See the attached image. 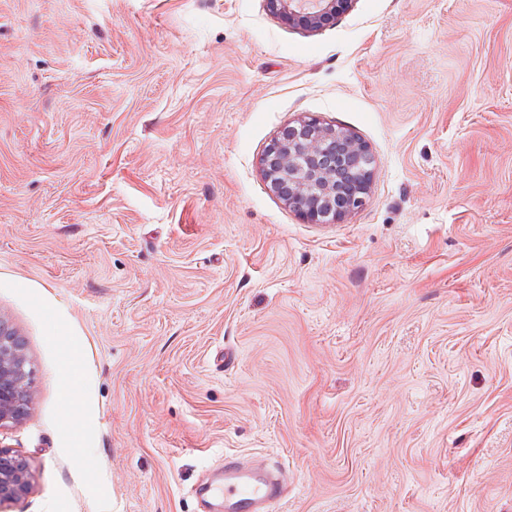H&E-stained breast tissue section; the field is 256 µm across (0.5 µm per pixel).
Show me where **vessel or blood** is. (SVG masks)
Here are the masks:
<instances>
[{
	"mask_svg": "<svg viewBox=\"0 0 512 512\" xmlns=\"http://www.w3.org/2000/svg\"><path fill=\"white\" fill-rule=\"evenodd\" d=\"M224 512H275L288 496L280 474L262 462L248 463L234 457L224 460V476L211 488Z\"/></svg>",
	"mask_w": 512,
	"mask_h": 512,
	"instance_id": "b4317fda",
	"label": "vessel or blood"
}]
</instances>
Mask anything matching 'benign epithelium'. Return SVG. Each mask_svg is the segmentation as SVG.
Segmentation results:
<instances>
[{"label":"benign epithelium","instance_id":"7a95c632","mask_svg":"<svg viewBox=\"0 0 512 512\" xmlns=\"http://www.w3.org/2000/svg\"><path fill=\"white\" fill-rule=\"evenodd\" d=\"M269 11L288 24L318 30L336 18L337 3L348 0H266ZM337 138L344 150L326 154L325 143ZM369 147L355 135L316 117H305L277 137L260 159L262 175L273 193L309 224L326 218L339 222L360 208L369 192L374 168L347 175L345 159ZM31 367L15 331L0 318V429L21 422L35 395ZM30 491L27 460L0 446V505Z\"/></svg>","mask_w":512,"mask_h":512}]
</instances>
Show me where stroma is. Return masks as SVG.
I'll return each instance as SVG.
<instances>
[{
    "mask_svg": "<svg viewBox=\"0 0 512 512\" xmlns=\"http://www.w3.org/2000/svg\"><path fill=\"white\" fill-rule=\"evenodd\" d=\"M304 116L374 157L344 222L260 174ZM0 317V512H199L228 455L277 512H512V0H0ZM349 0H266L269 11L289 25L318 30L336 18L337 3ZM16 335L0 318V430L22 421L35 395L30 363ZM30 491L27 460L17 452L0 445V506L26 496Z\"/></svg>",
    "mask_w": 512,
    "mask_h": 512,
    "instance_id": "obj_1",
    "label": "stroma"
}]
</instances>
